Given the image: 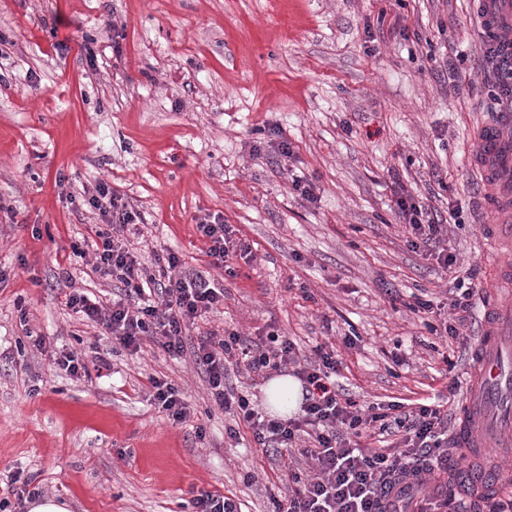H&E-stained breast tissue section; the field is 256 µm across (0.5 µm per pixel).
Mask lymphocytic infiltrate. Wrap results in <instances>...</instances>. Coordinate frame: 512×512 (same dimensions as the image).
Instances as JSON below:
<instances>
[{
    "mask_svg": "<svg viewBox=\"0 0 512 512\" xmlns=\"http://www.w3.org/2000/svg\"><path fill=\"white\" fill-rule=\"evenodd\" d=\"M84 200L103 223L92 241L96 272L121 290L108 302L80 289L66 297L67 307L101 327L115 344L135 355L145 341L180 354L196 322L224 301V289L201 274L183 269L179 255L159 256L155 270L142 266L126 233L141 217L128 198L104 182L85 190ZM396 210L414 237L443 269L457 258L442 244L443 225L409 193L398 194ZM212 267L234 275L231 259L250 262L249 243L232 225L216 217L199 222ZM474 284L456 281L449 320H426L430 335L457 338L471 307ZM193 348L207 376L212 402L250 430L255 443L284 458L283 494L272 496L271 512H463L448 472V407L440 402H391L360 406L340 389L342 361L335 347L317 345L302 356L288 336L270 331L252 338L234 330H211ZM292 366L306 392L299 414L270 416L249 394L226 385L228 367L248 375Z\"/></svg>",
    "mask_w": 512,
    "mask_h": 512,
    "instance_id": "lymphocytic-infiltrate-1",
    "label": "lymphocytic infiltrate"
}]
</instances>
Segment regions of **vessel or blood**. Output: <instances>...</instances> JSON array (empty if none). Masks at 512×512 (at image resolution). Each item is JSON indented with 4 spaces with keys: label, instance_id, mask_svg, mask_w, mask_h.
<instances>
[{
    "label": "vessel or blood",
    "instance_id": "vessel-or-blood-1",
    "mask_svg": "<svg viewBox=\"0 0 512 512\" xmlns=\"http://www.w3.org/2000/svg\"><path fill=\"white\" fill-rule=\"evenodd\" d=\"M480 30L496 39L512 27V0H477ZM473 164L492 188L485 200L487 211L500 219L489 225L486 252H496L512 240V113L499 112L478 135ZM484 330L475 355V366L466 403L460 413L457 440L465 448H502L512 444V304L488 297L483 304ZM467 486L485 491L512 483L504 469L463 470Z\"/></svg>",
    "mask_w": 512,
    "mask_h": 512
}]
</instances>
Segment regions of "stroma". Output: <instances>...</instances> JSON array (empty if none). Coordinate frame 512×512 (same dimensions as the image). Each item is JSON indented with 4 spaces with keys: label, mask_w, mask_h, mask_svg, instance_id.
Masks as SVG:
<instances>
[{
    "label": "stroma",
    "mask_w": 512,
    "mask_h": 512,
    "mask_svg": "<svg viewBox=\"0 0 512 512\" xmlns=\"http://www.w3.org/2000/svg\"><path fill=\"white\" fill-rule=\"evenodd\" d=\"M477 29L473 0H0V479L23 472L72 512H189L202 491L267 512L278 491L279 457L249 430L228 437L189 355L112 351L66 307L73 286L114 293L92 254H72L99 221L80 201L99 182L139 212L145 267L170 250L223 282L193 336L272 325L307 355L329 341L358 403L447 397L458 415L482 300L512 301L484 259L492 217L472 162L512 89ZM283 140L291 157L273 149ZM397 181L446 221L456 275L477 285L459 339L435 340L408 308L442 309L453 283L411 246ZM210 214L252 247L236 278L209 264L196 226ZM61 350L87 375L59 370ZM153 375L189 422L153 404ZM152 400L175 423H184L194 416V411L180 397L178 390L167 379L152 376L149 378Z\"/></svg>",
    "instance_id": "obj_1"
}]
</instances>
